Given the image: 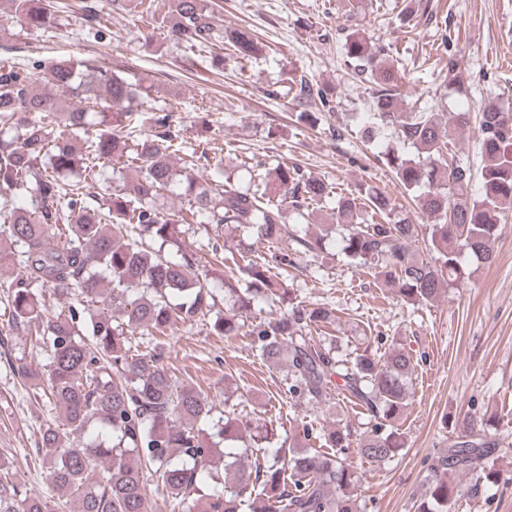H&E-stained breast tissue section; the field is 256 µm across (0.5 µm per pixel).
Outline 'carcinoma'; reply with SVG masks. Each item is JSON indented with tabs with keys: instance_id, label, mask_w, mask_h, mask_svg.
Listing matches in <instances>:
<instances>
[{
	"instance_id": "carcinoma-1",
	"label": "carcinoma",
	"mask_w": 512,
	"mask_h": 512,
	"mask_svg": "<svg viewBox=\"0 0 512 512\" xmlns=\"http://www.w3.org/2000/svg\"><path fill=\"white\" fill-rule=\"evenodd\" d=\"M15 3L27 29L55 26L52 0ZM140 6L144 28L171 24L187 52L222 43L244 59L260 50L246 32L224 36L205 0H140ZM82 20L95 35L108 30L98 0H83ZM346 58L360 80L376 82L372 111L359 120L377 161L432 219L429 258L413 248L422 225L396 213L384 190L337 196L332 184L286 163L255 174L259 187L244 190L224 157L204 152L188 154L189 165L178 173L172 156L186 147L172 131L171 105L147 104L150 88L92 61H57L39 75L26 62H0V272H11L0 337L25 336L47 360L44 369L7 364L55 411L57 424L42 432L35 454L56 500L74 504L73 512H155L146 486L150 473L183 512H362L344 457L350 430L317 434L303 421V438L322 441L328 451L271 453L274 431L264 426L248 435L239 419L214 417L198 390L170 376L162 349L139 352L129 341L189 330L215 307L208 274L181 244L185 224H236L277 241L285 204L299 210L334 200L336 223L316 237H295L297 245L312 252L342 233L347 261L414 307L463 285L464 255L481 265L495 261L492 242L512 213V111L493 105L480 111L476 174L458 159L442 113L404 110L390 47L353 37ZM70 96L80 105L66 109L60 98ZM293 98L333 111L328 93L306 79L295 84ZM145 105L154 131L137 139L131 121ZM91 127L85 150H76L72 139ZM382 135L404 153L382 148ZM199 166L210 171L208 178L195 176ZM109 169L119 173L120 184L101 194L97 188ZM179 174L187 194L170 218L157 200ZM212 251L233 298L212 329L224 336L246 331L263 360L285 368L291 399L317 405L334 391L349 400L368 419L358 442L363 457L374 463L396 457L404 440L390 422L408 406L414 370L405 348L343 356L314 343L309 327L336 323V310L291 305L282 273L292 264L288 253L261 261L224 246ZM72 290L82 296V308L54 312L53 300ZM261 303L284 308L257 324L241 322ZM94 421L96 432L88 430ZM487 448L486 434L470 423L468 439L446 449L428 476L417 512H451L458 489L448 481L450 470L494 479L486 469ZM259 452L264 464H244ZM0 512L54 509L51 500L0 478Z\"/></svg>"
}]
</instances>
